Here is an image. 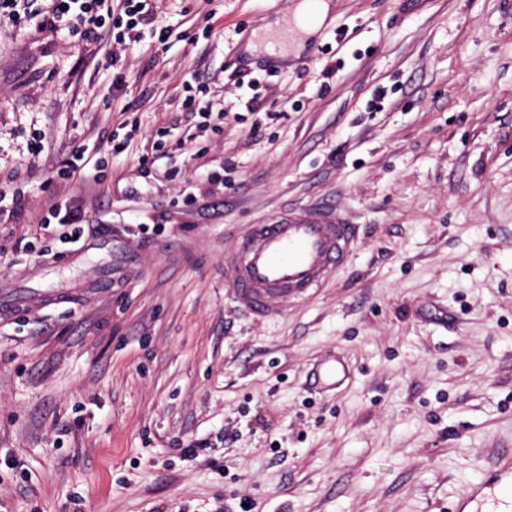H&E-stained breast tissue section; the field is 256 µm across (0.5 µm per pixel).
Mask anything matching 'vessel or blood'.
Returning <instances> with one entry per match:
<instances>
[{
  "mask_svg": "<svg viewBox=\"0 0 512 512\" xmlns=\"http://www.w3.org/2000/svg\"><path fill=\"white\" fill-rule=\"evenodd\" d=\"M356 229L339 208L315 205L249 225L224 258V288L250 315H276L288 300H300L328 283L352 256ZM101 251L112 257V275L88 286L96 295L115 284L116 272L133 264L134 254L113 233L101 226L75 250L72 261L85 253ZM351 368L342 357L325 360L317 369L320 382L342 386ZM455 512H512V455L488 469L480 482L459 498Z\"/></svg>",
  "mask_w": 512,
  "mask_h": 512,
  "instance_id": "vessel-or-blood-1",
  "label": "vessel or blood"
}]
</instances>
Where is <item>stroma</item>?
<instances>
[{
	"mask_svg": "<svg viewBox=\"0 0 512 512\" xmlns=\"http://www.w3.org/2000/svg\"><path fill=\"white\" fill-rule=\"evenodd\" d=\"M329 3L326 54L278 66L244 48L297 0H155L191 39L129 45L120 92L109 39L0 26V290L62 296L0 315V512H452L512 453V16ZM205 81L208 130L181 106ZM62 199L137 257L107 293L44 223ZM319 202L359 231L332 281L266 319L225 297L236 237ZM350 374L349 364L338 354L335 358L325 360L317 369L318 380L335 388L342 386L349 379Z\"/></svg>",
	"mask_w": 512,
	"mask_h": 512,
	"instance_id": "stroma-1",
	"label": "stroma"
}]
</instances>
